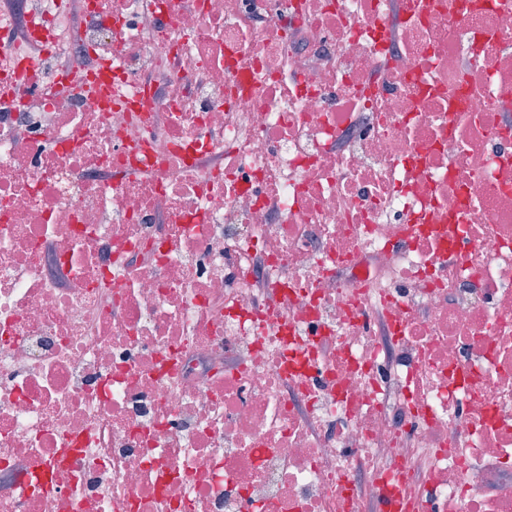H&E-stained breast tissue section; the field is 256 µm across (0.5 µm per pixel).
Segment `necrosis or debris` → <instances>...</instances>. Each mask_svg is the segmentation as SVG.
I'll use <instances>...</instances> for the list:
<instances>
[{"label": "necrosis or debris", "mask_w": 512, "mask_h": 512, "mask_svg": "<svg viewBox=\"0 0 512 512\" xmlns=\"http://www.w3.org/2000/svg\"><path fill=\"white\" fill-rule=\"evenodd\" d=\"M0 17V512H512V0Z\"/></svg>", "instance_id": "necrosis-or-debris-1"}]
</instances>
